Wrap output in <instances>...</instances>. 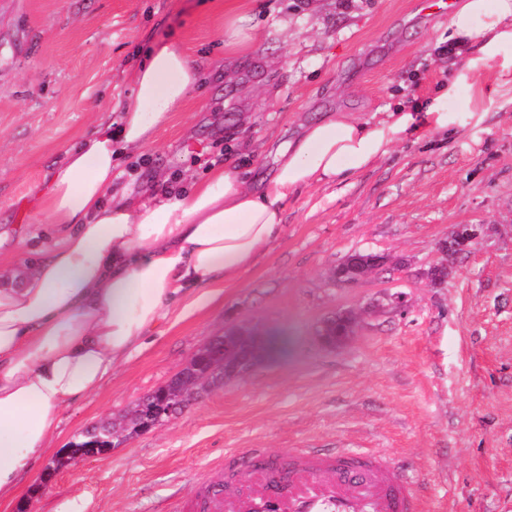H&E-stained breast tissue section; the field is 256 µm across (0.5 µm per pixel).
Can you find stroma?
I'll return each mask as SVG.
<instances>
[{"label":"stroma","mask_w":512,"mask_h":512,"mask_svg":"<svg viewBox=\"0 0 512 512\" xmlns=\"http://www.w3.org/2000/svg\"><path fill=\"white\" fill-rule=\"evenodd\" d=\"M228 7L251 12L259 34L233 61L217 40ZM171 36L210 78L145 149L147 183L233 165L271 177L302 125L424 107L463 65L439 58L448 15L424 0H0V267L18 249L53 247L59 227L37 211L52 167L118 121L141 52ZM496 73L481 77L485 99L459 86L456 131L400 135L367 170L288 200L282 233L252 268L62 410L53 446L0 512H192L223 479L225 452L245 472L255 448L281 459L377 448L429 512H512V91ZM460 224L480 225L478 244L433 285L438 244ZM357 251L385 261L356 284L334 281ZM395 294L406 310L386 306ZM350 309L362 313L353 339L324 344V321ZM241 323L266 338L268 360L110 454L54 467L82 432Z\"/></svg>","instance_id":"1"}]
</instances>
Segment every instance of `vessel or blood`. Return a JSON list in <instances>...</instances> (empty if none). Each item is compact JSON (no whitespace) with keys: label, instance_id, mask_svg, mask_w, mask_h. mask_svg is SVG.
Returning a JSON list of instances; mask_svg holds the SVG:
<instances>
[{"label":"vessel or blood","instance_id":"vessel-or-blood-1","mask_svg":"<svg viewBox=\"0 0 512 512\" xmlns=\"http://www.w3.org/2000/svg\"><path fill=\"white\" fill-rule=\"evenodd\" d=\"M275 512H422L410 483L381 455L337 448L319 454L294 449L288 460V480L271 490L264 476L241 480L238 492L205 503L207 512H263L267 502Z\"/></svg>","mask_w":512,"mask_h":512}]
</instances>
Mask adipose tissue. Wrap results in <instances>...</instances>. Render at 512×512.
Masks as SVG:
<instances>
[{"instance_id": "obj_1", "label": "adipose tissue", "mask_w": 512, "mask_h": 512, "mask_svg": "<svg viewBox=\"0 0 512 512\" xmlns=\"http://www.w3.org/2000/svg\"><path fill=\"white\" fill-rule=\"evenodd\" d=\"M448 32L474 47L458 81L493 64L512 77V0H455ZM220 38L229 53L253 49L252 16L229 11ZM205 75L179 39L149 50L117 124L67 146L50 172L38 210L63 225L56 246L0 269V504L50 448L63 408L99 389L173 303L183 301L187 314L205 308L248 270L282 232L289 198L368 169L418 119L437 129L458 122L445 103L452 83L421 118L400 102L377 121L340 114L309 125L256 185L223 168L186 185L114 189L115 160L150 145Z\"/></svg>"}]
</instances>
